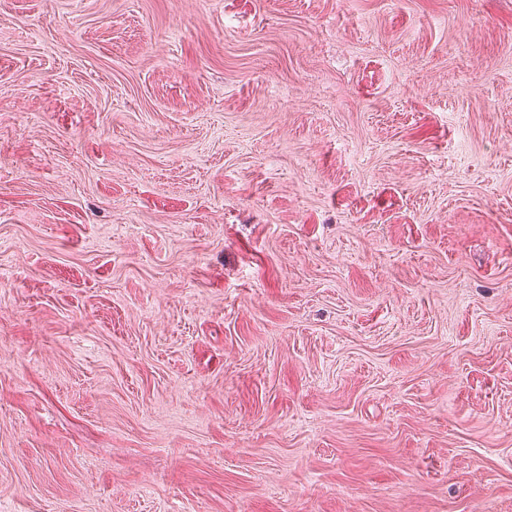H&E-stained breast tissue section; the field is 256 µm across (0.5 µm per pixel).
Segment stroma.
<instances>
[{
  "label": "stroma",
  "mask_w": 512,
  "mask_h": 512,
  "mask_svg": "<svg viewBox=\"0 0 512 512\" xmlns=\"http://www.w3.org/2000/svg\"><path fill=\"white\" fill-rule=\"evenodd\" d=\"M0 512H512V0H0Z\"/></svg>",
  "instance_id": "35a3bbf8"
}]
</instances>
